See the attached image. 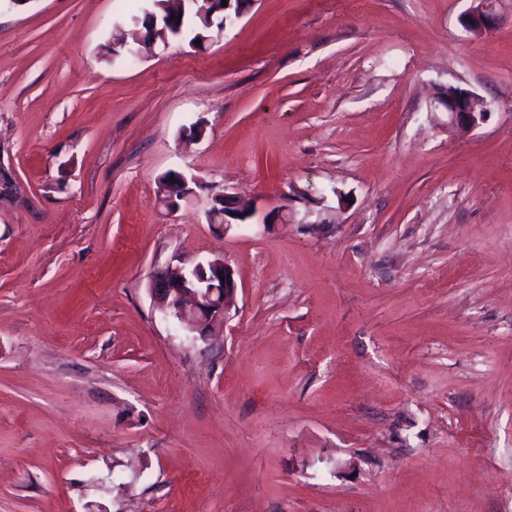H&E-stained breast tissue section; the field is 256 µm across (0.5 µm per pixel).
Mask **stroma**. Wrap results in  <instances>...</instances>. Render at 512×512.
<instances>
[{"mask_svg": "<svg viewBox=\"0 0 512 512\" xmlns=\"http://www.w3.org/2000/svg\"><path fill=\"white\" fill-rule=\"evenodd\" d=\"M146 5L0 0V512H512V0L483 34L470 0H253L108 60ZM215 258L204 342L150 288ZM435 106L443 107L451 121L461 126H476L489 112L487 103L473 91L455 88L436 98ZM220 195L224 208L217 206V210L224 211V222L220 225L222 230L226 231L232 224H243L251 216V212L241 206L237 195L229 188L224 189V193Z\"/></svg>", "mask_w": 512, "mask_h": 512, "instance_id": "stroma-1", "label": "stroma"}]
</instances>
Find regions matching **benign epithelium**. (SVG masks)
I'll return each instance as SVG.
<instances>
[{"label":"benign epithelium","mask_w":512,"mask_h":512,"mask_svg":"<svg viewBox=\"0 0 512 512\" xmlns=\"http://www.w3.org/2000/svg\"><path fill=\"white\" fill-rule=\"evenodd\" d=\"M236 0H226L218 8L223 13L221 29L233 25L243 12L233 9ZM497 0H472L465 14L464 27L470 32H486L497 22ZM178 19L168 18L162 29V39L153 43L168 47L170 40L182 34ZM435 105L443 107L451 121L461 126H476L484 120L487 103L473 91L456 88L436 98ZM224 206V227L242 224L250 217V211L241 206L237 195L230 189L221 194ZM237 285L231 269L221 259L196 262L172 269H159L153 276L151 293L156 309L174 319L178 326L205 341L213 336L212 328L224 320L234 306Z\"/></svg>","instance_id":"benign-epithelium-1"}]
</instances>
